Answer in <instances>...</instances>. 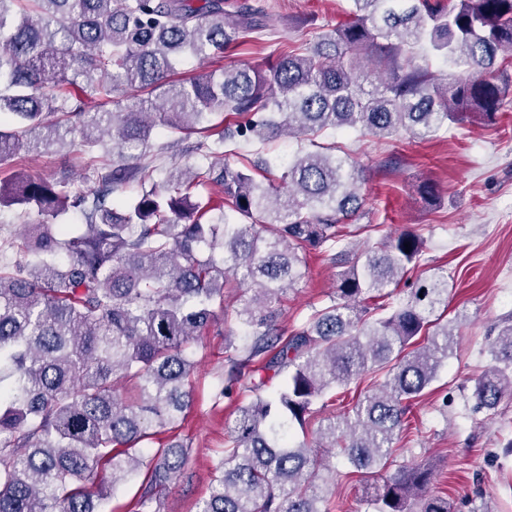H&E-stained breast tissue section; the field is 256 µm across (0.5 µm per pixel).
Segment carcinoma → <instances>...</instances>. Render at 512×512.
Wrapping results in <instances>:
<instances>
[{"instance_id":"carcinoma-1","label":"carcinoma","mask_w":512,"mask_h":512,"mask_svg":"<svg viewBox=\"0 0 512 512\" xmlns=\"http://www.w3.org/2000/svg\"><path fill=\"white\" fill-rule=\"evenodd\" d=\"M351 2L342 24L299 53L179 81L184 58L273 34L275 20L247 3L228 11L226 0H0V170L23 149L64 143L63 130L80 135L83 178L95 185L86 193L23 172L0 181V207L84 221L76 235L42 223L0 240L17 256L0 265V512H100L73 484L102 460L114 486L146 469L136 512H160L183 445H140L190 407L189 347L231 280L247 355L230 361L219 395L237 385L251 400L226 426L198 512H322L320 473L335 468L318 448L340 449L371 478L374 512H451L422 494L430 474L420 465L381 477L404 402L457 343L435 316L447 276L390 307L388 287L421 267L425 243L403 231L350 247L345 221L365 181L356 159L331 146L299 153L264 185L224 161V145L343 128L423 139L467 113L494 122L512 92L496 67L512 60V0ZM225 115L240 118L235 131L210 140ZM193 135L205 163L158 181V158ZM132 183L142 188L133 202L112 199ZM205 248L221 250L222 264ZM310 249L348 266L333 303L286 336L278 306ZM489 352L473 390L487 411L512 395V321ZM370 372L385 380L351 414L322 420L313 446L294 440L330 390Z\"/></svg>"}]
</instances>
